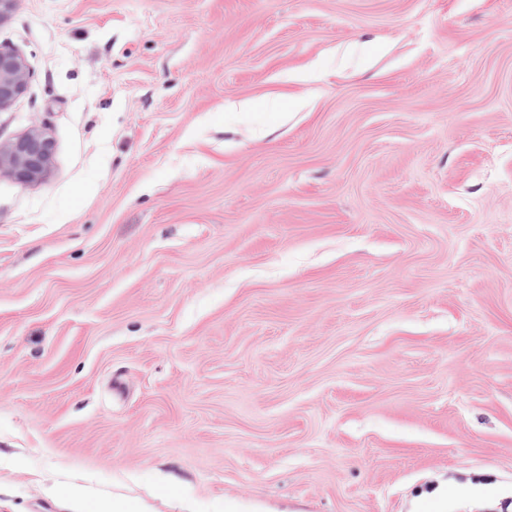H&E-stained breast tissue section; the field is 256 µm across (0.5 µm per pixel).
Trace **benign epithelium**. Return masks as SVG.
Returning a JSON list of instances; mask_svg holds the SVG:
<instances>
[{"label":"benign epithelium","instance_id":"obj_1","mask_svg":"<svg viewBox=\"0 0 512 512\" xmlns=\"http://www.w3.org/2000/svg\"><path fill=\"white\" fill-rule=\"evenodd\" d=\"M32 73L18 53L0 49V110L9 108L27 89ZM55 143L48 132L35 127L0 144V177L29 185L45 180L51 172Z\"/></svg>","mask_w":512,"mask_h":512}]
</instances>
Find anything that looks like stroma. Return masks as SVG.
<instances>
[{
    "instance_id": "35a3bbf8",
    "label": "stroma",
    "mask_w": 512,
    "mask_h": 512,
    "mask_svg": "<svg viewBox=\"0 0 512 512\" xmlns=\"http://www.w3.org/2000/svg\"><path fill=\"white\" fill-rule=\"evenodd\" d=\"M0 512L512 501V0H18ZM55 143L48 132L35 127L0 144V177L29 185L45 180L51 172ZM94 512H146L138 503L121 497H101L95 500Z\"/></svg>"
}]
</instances>
